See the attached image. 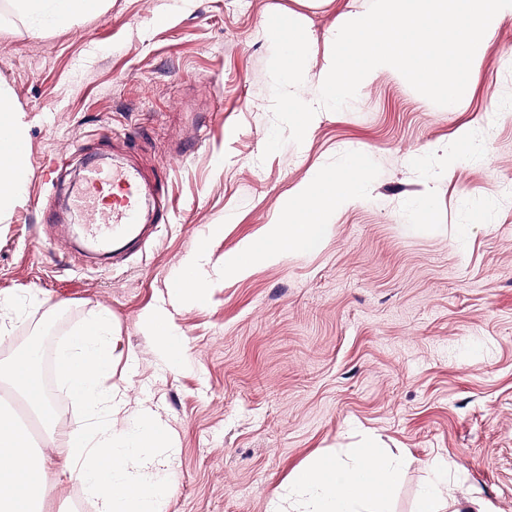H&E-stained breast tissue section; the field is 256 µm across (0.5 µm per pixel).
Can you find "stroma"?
<instances>
[{"mask_svg":"<svg viewBox=\"0 0 512 512\" xmlns=\"http://www.w3.org/2000/svg\"><path fill=\"white\" fill-rule=\"evenodd\" d=\"M370 0H108L67 27L0 15V86L26 125L27 178L0 211V359L45 333L42 362L99 314L112 320L109 385L177 436L163 512H267L289 476L366 432L403 455L390 512H414L426 464L456 496L512 512V19L471 66L470 95L437 106L384 72L302 143L265 155L273 123L264 24L300 17L310 59ZM460 158L442 168L439 158ZM362 152L368 181L320 247L212 274L171 306L188 255L213 264L262 243L296 188ZM162 176L168 216L101 266L75 251L71 195L97 158ZM433 221L418 224L419 202ZM486 208L471 226L473 206ZM223 227L210 234L211 225ZM170 308L168 367L145 318Z\"/></svg>","mask_w":512,"mask_h":512,"instance_id":"obj_1","label":"stroma"}]
</instances>
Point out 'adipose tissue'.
Returning a JSON list of instances; mask_svg holds the SVG:
<instances>
[{
    "label": "adipose tissue",
    "instance_id": "obj_1",
    "mask_svg": "<svg viewBox=\"0 0 512 512\" xmlns=\"http://www.w3.org/2000/svg\"><path fill=\"white\" fill-rule=\"evenodd\" d=\"M13 9L33 24L52 18L69 24L98 13L106 0H11ZM26 128L8 90L0 87V208L20 194L16 173L25 165L20 148ZM367 179L360 152L350 153L336 177L314 174L297 187L277 224L262 244L244 242L237 255H225V274L247 275L252 261L277 262L292 253L313 250L330 227L333 214L354 203ZM112 324L98 317L79 331L56 356V369L70 396L85 409L87 418L73 427L66 440L62 473L80 481L94 498L97 512H161L168 488L161 474L168 467L171 448L154 412L141 410L136 427L116 431L112 417L127 405L122 388H104L112 371ZM6 373L24 395L29 408L45 425L41 379L28 355H17ZM402 468L398 457H381L366 445L351 449L346 458L327 457L296 475L287 490L273 498L268 512H388L387 496ZM431 478L422 489L415 512H493L477 496L446 502L448 466L439 459L430 464ZM52 488L49 456L33 447L29 437L0 415V512H39Z\"/></svg>",
    "mask_w": 512,
    "mask_h": 512
}]
</instances>
